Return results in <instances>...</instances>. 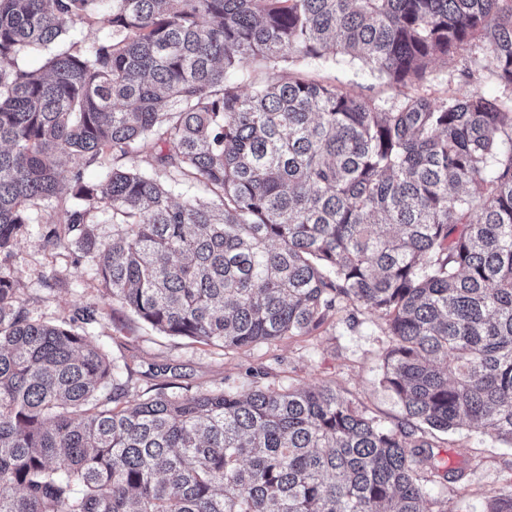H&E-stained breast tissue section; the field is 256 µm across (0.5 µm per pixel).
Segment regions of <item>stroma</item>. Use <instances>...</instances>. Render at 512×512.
<instances>
[{"label": "stroma", "instance_id": "1", "mask_svg": "<svg viewBox=\"0 0 512 512\" xmlns=\"http://www.w3.org/2000/svg\"><path fill=\"white\" fill-rule=\"evenodd\" d=\"M468 59L464 49L453 62H433L419 91L438 97L476 91L491 100L500 98L502 90L492 76L471 82L460 78L458 71ZM288 73L381 102L397 98L386 78L341 54L326 59L294 56L275 69L257 60L233 80L240 91L249 93ZM34 217L9 252L0 253V269L16 280L34 320L61 323L83 309L95 310L96 320L86 330L110 363L119 366L129 385L130 402L154 395L162 385L177 394L227 386L245 393L257 385L296 389L328 385L381 425L407 426L401 401L383 382L388 338L377 315L349 305L310 334L246 348L165 336L102 288L74 237L46 241L44 234L58 217L56 208L38 207ZM430 441L442 469L440 476L424 485L432 512H486L490 495L512 490V444L468 423L434 433Z\"/></svg>", "mask_w": 512, "mask_h": 512}]
</instances>
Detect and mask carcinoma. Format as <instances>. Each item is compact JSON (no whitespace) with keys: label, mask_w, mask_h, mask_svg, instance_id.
Here are the masks:
<instances>
[{"label":"carcinoma","mask_w":512,"mask_h":512,"mask_svg":"<svg viewBox=\"0 0 512 512\" xmlns=\"http://www.w3.org/2000/svg\"><path fill=\"white\" fill-rule=\"evenodd\" d=\"M78 23L114 38L76 50L61 35ZM464 46L501 99L227 78L342 53L405 88ZM29 47L50 50L42 68L19 67ZM145 152L150 174L121 163ZM107 155L98 184L70 166ZM183 185L210 199L175 201ZM53 201L48 236H73L160 333L250 347L357 304L384 321L408 418L512 443V0H0V251ZM127 395L0 272V512H432L429 440L330 386ZM487 512H512V491Z\"/></svg>","instance_id":"cac0c4a2"}]
</instances>
